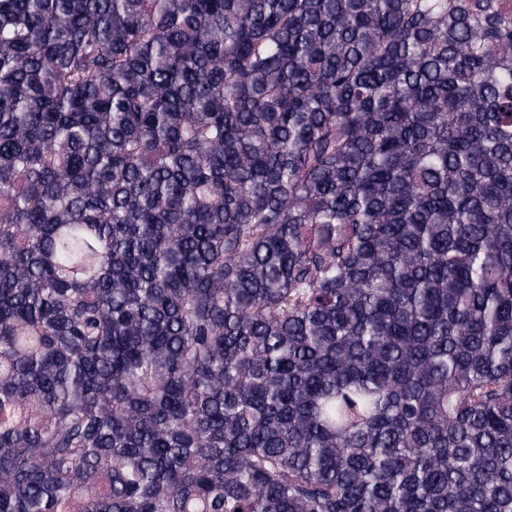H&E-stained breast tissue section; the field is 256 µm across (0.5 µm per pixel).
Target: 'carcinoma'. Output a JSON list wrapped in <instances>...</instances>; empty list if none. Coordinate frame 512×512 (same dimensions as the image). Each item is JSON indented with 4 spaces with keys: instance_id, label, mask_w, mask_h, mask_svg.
Segmentation results:
<instances>
[{
    "instance_id": "cac0c4a2",
    "label": "carcinoma",
    "mask_w": 512,
    "mask_h": 512,
    "mask_svg": "<svg viewBox=\"0 0 512 512\" xmlns=\"http://www.w3.org/2000/svg\"><path fill=\"white\" fill-rule=\"evenodd\" d=\"M512 512V0H0V512Z\"/></svg>"
}]
</instances>
